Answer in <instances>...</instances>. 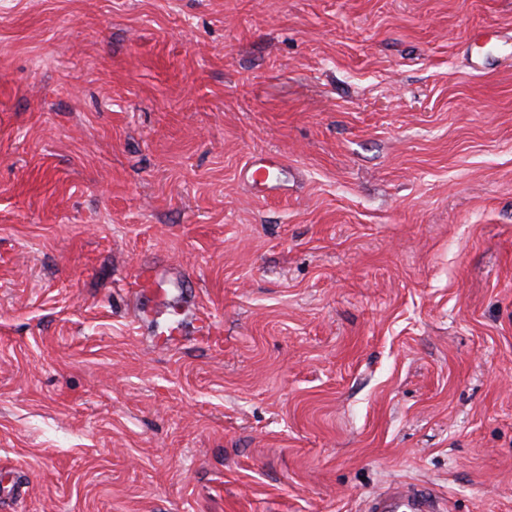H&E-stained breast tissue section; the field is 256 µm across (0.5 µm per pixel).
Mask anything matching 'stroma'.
<instances>
[{
  "mask_svg": "<svg viewBox=\"0 0 512 512\" xmlns=\"http://www.w3.org/2000/svg\"><path fill=\"white\" fill-rule=\"evenodd\" d=\"M0 473L512 512V0H0ZM275 165L262 158L255 159L247 169L249 179L253 186L259 191H265L272 187V181L269 179V170ZM365 512H442L431 490L403 481L391 483L367 500Z\"/></svg>",
  "mask_w": 512,
  "mask_h": 512,
  "instance_id": "obj_1",
  "label": "stroma"
}]
</instances>
